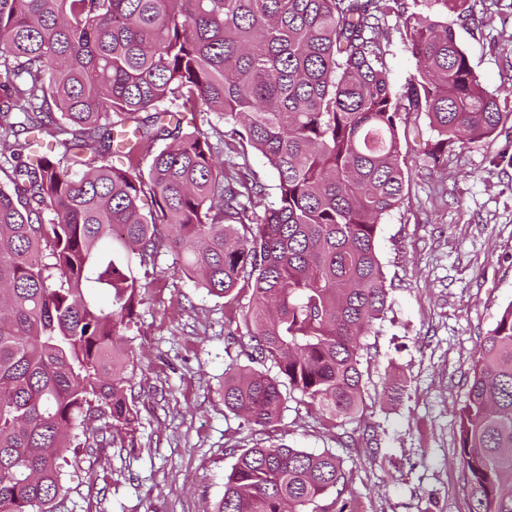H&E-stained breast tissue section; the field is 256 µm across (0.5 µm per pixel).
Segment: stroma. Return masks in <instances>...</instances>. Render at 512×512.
Returning <instances> with one entry per match:
<instances>
[{
    "instance_id": "obj_1",
    "label": "stroma",
    "mask_w": 512,
    "mask_h": 512,
    "mask_svg": "<svg viewBox=\"0 0 512 512\" xmlns=\"http://www.w3.org/2000/svg\"><path fill=\"white\" fill-rule=\"evenodd\" d=\"M453 29L482 85L512 115V0H476ZM404 41L389 17L382 42L397 93L416 73ZM408 127L405 201L376 240L389 309L361 340L357 418L329 422L295 397L260 432L226 412L224 369L238 350L224 334V301L174 275L162 253L126 338L136 430L76 449L53 512H211L237 455L257 442L335 454L345 472L340 496L356 512H469L457 411L482 337L512 304V118L496 137L436 161L427 119L411 116ZM395 378L404 392L392 402L384 389Z\"/></svg>"
}]
</instances>
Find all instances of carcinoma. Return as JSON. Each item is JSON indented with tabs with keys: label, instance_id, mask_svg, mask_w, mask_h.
<instances>
[{
	"label": "carcinoma",
	"instance_id": "cac0c4a2",
	"mask_svg": "<svg viewBox=\"0 0 512 512\" xmlns=\"http://www.w3.org/2000/svg\"><path fill=\"white\" fill-rule=\"evenodd\" d=\"M435 2L460 20L473 8ZM392 14L417 68L398 97L380 40ZM199 108L224 129L183 130ZM411 113L439 151L509 116L452 24L405 0H0V512H51L68 448L134 432L121 340L162 250L229 306L249 296L245 330L227 333L248 364L224 370L225 410L266 429L286 385L329 421L355 418ZM250 149L277 174L270 203ZM458 427L470 512H512V303L476 351ZM343 480L328 451L255 446L212 512H308Z\"/></svg>",
	"mask_w": 512,
	"mask_h": 512
}]
</instances>
